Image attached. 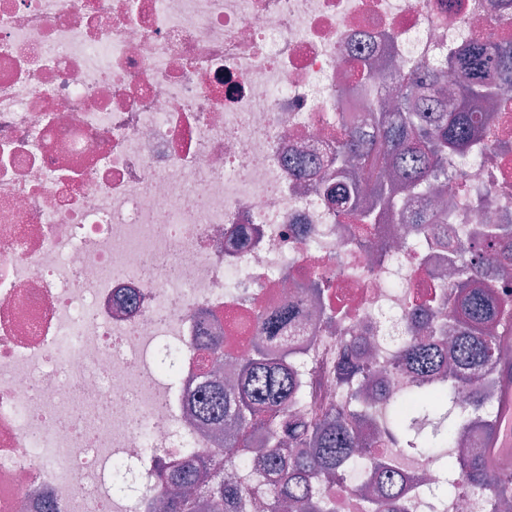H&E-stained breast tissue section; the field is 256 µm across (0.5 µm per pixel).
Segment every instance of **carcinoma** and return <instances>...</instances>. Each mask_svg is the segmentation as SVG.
Returning <instances> with one entry per match:
<instances>
[{
  "mask_svg": "<svg viewBox=\"0 0 512 512\" xmlns=\"http://www.w3.org/2000/svg\"><path fill=\"white\" fill-rule=\"evenodd\" d=\"M448 65L458 74L453 92L444 93V75L421 64L394 111L364 104L370 110V133L345 121L329 161L336 181L326 179L318 190L336 211L352 216L362 240L370 229L388 223L403 204L402 195L423 193L448 179V156H464L480 141L495 143L497 116L486 106H508L512 43L475 42L450 57ZM355 159L375 186L367 208L359 204L360 179L351 171ZM406 223L419 232L410 239L418 248L438 242L427 232L444 217L416 214ZM454 234L458 278L451 291L441 293L442 307L432 311L434 317L448 313V324H436L432 336H408L398 348V363L412 376L404 396L390 395L373 411L354 409L366 402L371 371L360 357L341 360L336 371L343 394L336 406L314 416L297 415L295 404L310 388L308 358L282 351L291 319L285 306L260 320L262 344L240 367L235 383L210 386L193 409L202 423L224 427V455L209 462L187 458L163 472L167 489L159 494V512H244L257 497L267 500L270 512H279L284 501L297 512H336L322 480L335 481L357 467L368 469L362 485L367 512H418L422 498L408 493L402 459L423 455L437 458L449 493L483 488L495 507L512 502V470L491 471L487 453L472 457L460 451L475 419L482 421L484 447H489L497 433L502 383L512 374V362L497 358L506 344L505 307L512 294L488 276L492 268H512V225L485 224L478 231L464 225ZM450 328L458 336L445 351L436 336ZM486 378L493 383L488 395L468 405L458 402L460 384L478 389ZM349 418L373 426L396 453L362 456L374 440Z\"/></svg>",
  "mask_w": 512,
  "mask_h": 512,
  "instance_id": "obj_1",
  "label": "carcinoma"
}]
</instances>
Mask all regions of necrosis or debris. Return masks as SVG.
<instances>
[{
	"label": "necrosis or debris",
	"instance_id": "4bbe7bcc",
	"mask_svg": "<svg viewBox=\"0 0 512 512\" xmlns=\"http://www.w3.org/2000/svg\"><path fill=\"white\" fill-rule=\"evenodd\" d=\"M509 39L512 0H0V512H157L163 466L224 451L191 417L200 338L248 358L286 301L316 371L298 410L329 406L344 346L311 279L404 392L387 354L450 264L355 245L312 184L370 83L394 101L415 64L451 82ZM473 153L449 227L512 224V150Z\"/></svg>",
	"mask_w": 512,
	"mask_h": 512
}]
</instances>
